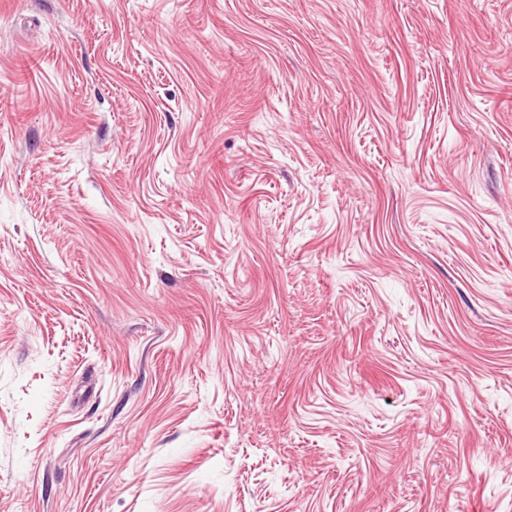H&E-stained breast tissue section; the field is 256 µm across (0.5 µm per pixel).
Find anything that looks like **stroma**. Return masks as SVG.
Returning <instances> with one entry per match:
<instances>
[{"mask_svg":"<svg viewBox=\"0 0 512 512\" xmlns=\"http://www.w3.org/2000/svg\"><path fill=\"white\" fill-rule=\"evenodd\" d=\"M0 512H512V0H0Z\"/></svg>","mask_w":512,"mask_h":512,"instance_id":"obj_1","label":"stroma"}]
</instances>
